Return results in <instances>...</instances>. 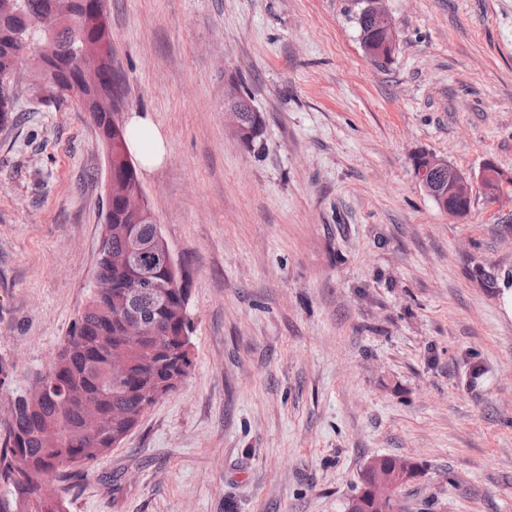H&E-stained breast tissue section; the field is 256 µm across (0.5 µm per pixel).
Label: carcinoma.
Here are the masks:
<instances>
[{
	"label": "carcinoma",
	"mask_w": 512,
	"mask_h": 512,
	"mask_svg": "<svg viewBox=\"0 0 512 512\" xmlns=\"http://www.w3.org/2000/svg\"><path fill=\"white\" fill-rule=\"evenodd\" d=\"M54 10V27L37 32L28 40L26 22ZM361 44L368 58L381 68L392 62L395 49L385 41L375 20L365 12L358 15ZM85 26L83 13L70 9L69 0H0V72L16 70L19 50L49 59L35 66L32 92L48 104L60 107L69 100L61 89L75 79L70 65L79 54L88 57L107 48L98 57L95 76L77 82V102L97 116V123L109 125L104 109V92L121 87L112 65V27L109 19L97 25L96 38L88 48L79 39ZM240 107L246 121L264 129V118L243 93ZM16 98L0 87V125L14 118ZM109 150L112 169L127 173L126 128L112 132ZM154 224L148 217L134 218L117 202L112 203V236L102 249L112 251L138 243L149 244ZM178 289L166 288L150 294L130 307L142 317L145 331L134 339L127 335L123 316L127 303L117 293L112 298H90L73 323L47 370L29 388L18 394L14 420L0 421V512H67L65 500L45 498L50 482L65 481L108 454L113 443L124 439L131 426L146 410L148 391L162 385L181 367L190 368L191 357L183 348L182 333L191 323L167 309ZM124 356L128 372L124 379L112 378V357ZM91 399L101 410L94 428L82 420L84 400Z\"/></svg>",
	"instance_id": "cac0c4a2"
}]
</instances>
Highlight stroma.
<instances>
[{
  "label": "stroma",
  "instance_id": "35a3bbf8",
  "mask_svg": "<svg viewBox=\"0 0 512 512\" xmlns=\"http://www.w3.org/2000/svg\"><path fill=\"white\" fill-rule=\"evenodd\" d=\"M106 0L125 112L169 144L142 173L191 284L192 366L76 477L69 512H345L374 456L418 462L404 512H512V0ZM235 79L265 149L224 114ZM0 126V407L89 299L106 154L88 112L17 103ZM474 177L448 216L411 157ZM484 370L469 377L472 364ZM358 25L361 35V44L368 58L378 67L384 68L392 62L395 48H391L385 41L383 33L379 30L375 20L363 10L358 15ZM377 52H381L383 60L379 59Z\"/></svg>",
  "mask_w": 512,
  "mask_h": 512
}]
</instances>
